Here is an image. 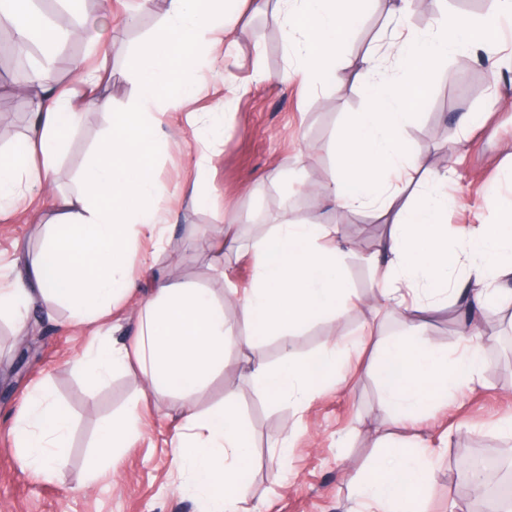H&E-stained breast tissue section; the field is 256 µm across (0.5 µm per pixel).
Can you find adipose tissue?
I'll return each instance as SVG.
<instances>
[{"mask_svg": "<svg viewBox=\"0 0 512 512\" xmlns=\"http://www.w3.org/2000/svg\"><path fill=\"white\" fill-rule=\"evenodd\" d=\"M374 0H283L273 14L283 39L308 80L336 74L338 52L353 23L365 16ZM264 10L269 0H166L165 21L137 49L133 64L139 81L137 101L114 111L102 94L101 67L69 59L65 66L92 90L78 99L72 88L53 83L48 68L34 64L27 100L32 113L26 131L0 152V213L50 191L70 133L86 107L106 114L110 129L96 144L73 190L54 199L56 213L29 222L40 241V253L23 261L12 283L0 287V313L25 321L44 301L66 305L81 324L100 333L71 360L90 386L137 365L155 391H175L186 415V434L174 448L175 462L187 487L206 497L211 512H238L240 492L250 461L244 431L226 409L200 412L195 399L224 366L232 337L255 348L261 336H291L312 319L342 313L349 286L344 249L337 229L289 219L271 234L254 241L245 255L254 278L238 291L223 248L213 251L212 268L224 281L225 296L234 299L238 320L224 319V304L207 289L170 281L155 274L142 288L129 274L139 257L141 238L163 244L176 220L162 207L166 189L154 157L172 136L174 112L196 92L195 71L213 49L235 32L242 7ZM434 10L425 31L408 25L411 0H396L387 23L393 35L368 51L355 65V79L366 100L336 138L337 168L321 183L326 204L339 210L375 212L389 232L374 259L375 294L406 325L415 327L455 299L470 305L494 300L493 282L512 275V223L490 224L457 242L444 222L447 202L440 188L444 173L425 167L405 137L413 108L423 104L429 74L448 56L476 50L498 52L501 17L512 14V0H496L497 9L481 21L449 14L446 0H432ZM0 25L9 26L17 49L38 47L55 57L59 45L75 34L97 46L104 57L122 47L105 38V18L82 20L74 31L54 26L30 0H0ZM395 57L401 78L382 73ZM224 116L205 112L196 119L195 174L181 187L195 204H203L202 183L208 173L207 151L223 131ZM421 176L423 193L404 194V177ZM142 294L139 325L131 344L114 343L107 335L114 300ZM485 365L477 347H465L456 359L425 343L405 347L398 338L381 337L373 364L382 387V408L394 419L428 412L437 396L473 383ZM253 375L269 398L301 404L318 384L334 378L336 350L328 348L310 362L296 361L283 349L279 366L261 358ZM138 413L129 408L102 425L90 474L114 466L137 437ZM70 421L47 388L26 400L13 426L17 454L26 466L50 470L68 445ZM433 478L430 464L410 448L383 443L380 460L360 486L365 512H417L418 500Z\"/></svg>", "mask_w": 512, "mask_h": 512, "instance_id": "1", "label": "adipose tissue"}]
</instances>
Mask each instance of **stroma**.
Wrapping results in <instances>:
<instances>
[{"mask_svg": "<svg viewBox=\"0 0 512 512\" xmlns=\"http://www.w3.org/2000/svg\"><path fill=\"white\" fill-rule=\"evenodd\" d=\"M390 0H376L355 24L341 54L360 58L384 34ZM89 16L109 15L108 36L122 44L124 55L106 60L107 91L115 110L129 107L139 95L131 58L139 44L164 21L163 0L151 10L140 0H82ZM504 50L486 60L467 53L448 58L430 77L427 101L406 130V138L425 164L448 173L449 237L460 239L483 224L512 217V19L502 22ZM238 47L223 62L204 72L198 98L180 114L176 145L160 152L155 167L168 189L167 205L179 225L156 263L175 281L222 294L224 285L211 269L205 235L231 213L240 215L238 241L248 245L266 235L283 218L339 228L349 250L344 262L350 297L341 318L320 317L288 340L259 338L257 349L268 364L280 361L283 345L308 361L332 346L337 337L350 344L338 353L336 379L308 404L266 397L255 383L249 350L226 352V363L197 408L205 412L231 402L249 436L252 458L246 476L248 504L265 502L268 512H360L357 485L364 470L378 460L377 445L387 435L407 446L426 439L438 451L435 476L423 492V512H470L471 495L462 475L470 462L488 458L512 468V437L500 424L512 419V316L489 304L473 310L482 335L487 364L480 381L439 398L436 407L412 423L392 421L379 405L376 380L368 365L375 323L384 334L406 344L424 340L456 357L472 344L452 309L433 316L420 328H409L385 311L373 295V269L368 258L388 227L362 212L325 206L316 190L336 166L333 142L339 131L362 111L365 99L351 68H341V83L313 84L297 78L289 84L279 74L294 62L279 25L261 14L247 13L236 34ZM267 78L255 82V69ZM232 74L248 91L232 104L224 102V76ZM27 100L14 88L0 87V148H9L29 122ZM229 111L224 134L210 147L206 200L194 205L180 186L194 174V112ZM476 116L461 129L459 118ZM109 129L106 116L86 111L64 148L54 191L73 189V174L90 157L94 142ZM288 171V183L269 178ZM40 242L32 234L26 212L0 217V276H10L20 255L36 257ZM88 328L74 325L69 311L44 304L31 315L26 334H18L10 315L0 316V378L9 389L0 394V512H199V503L176 475L173 446L184 419L176 399L152 391L138 370L119 372L101 386L90 387L68 360L90 340ZM46 386L70 416L69 446L50 475L21 466L10 426L29 392ZM138 405V437L117 470L97 478L88 462L104 421ZM288 449H280L281 440Z\"/></svg>", "mask_w": 512, "mask_h": 512, "instance_id": "stroma-1", "label": "stroma"}]
</instances>
